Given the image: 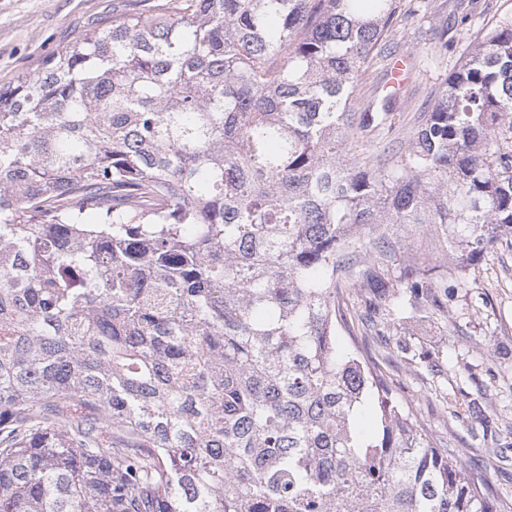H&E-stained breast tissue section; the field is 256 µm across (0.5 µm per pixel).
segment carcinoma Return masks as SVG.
<instances>
[{
  "label": "carcinoma",
  "mask_w": 512,
  "mask_h": 512,
  "mask_svg": "<svg viewBox=\"0 0 512 512\" xmlns=\"http://www.w3.org/2000/svg\"><path fill=\"white\" fill-rule=\"evenodd\" d=\"M396 13L159 0L0 86V512H496L336 342L407 225L512 232V17L393 149ZM386 60L374 58L368 68L358 78L359 97L363 101L378 85L386 74Z\"/></svg>",
  "instance_id": "cac0c4a2"
}]
</instances>
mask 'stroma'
Segmentation results:
<instances>
[{
  "label": "stroma",
  "mask_w": 512,
  "mask_h": 512,
  "mask_svg": "<svg viewBox=\"0 0 512 512\" xmlns=\"http://www.w3.org/2000/svg\"><path fill=\"white\" fill-rule=\"evenodd\" d=\"M119 0H0V86L111 17ZM393 56L418 66L393 107L394 128L407 134L418 108L492 23L512 15V0H401ZM469 23H461V15ZM449 19L448 51L430 56L432 29ZM388 288L429 273L447 286L437 305L389 326L399 299L379 301L357 279L339 290L344 322L339 344L357 349L411 418L441 448L459 452L485 479L497 512H512V234L468 269L450 264L449 250L427 224L405 230L385 259L368 258Z\"/></svg>",
  "instance_id": "stroma-1"
}]
</instances>
